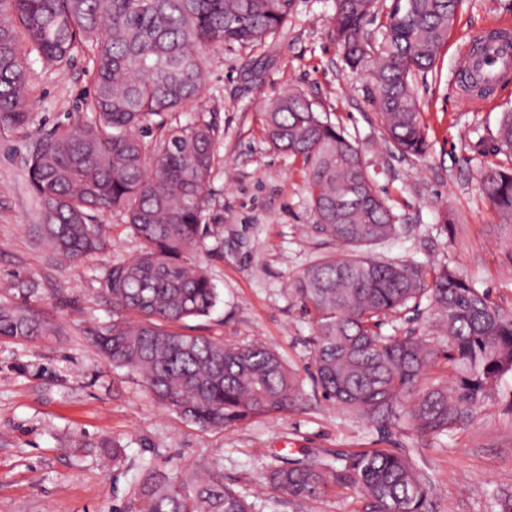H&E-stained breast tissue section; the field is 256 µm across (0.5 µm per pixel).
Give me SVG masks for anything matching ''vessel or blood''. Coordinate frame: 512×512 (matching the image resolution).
<instances>
[{"label": "vessel or blood", "mask_w": 512, "mask_h": 512, "mask_svg": "<svg viewBox=\"0 0 512 512\" xmlns=\"http://www.w3.org/2000/svg\"><path fill=\"white\" fill-rule=\"evenodd\" d=\"M473 41L480 46V53L466 48L461 56L486 91H494L512 76V27L490 25L478 32Z\"/></svg>", "instance_id": "obj_1"}]
</instances>
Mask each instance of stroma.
Here are the masks:
<instances>
[{"label": "stroma", "instance_id": "stroma-1", "mask_svg": "<svg viewBox=\"0 0 512 512\" xmlns=\"http://www.w3.org/2000/svg\"><path fill=\"white\" fill-rule=\"evenodd\" d=\"M334 13V0H293L287 23L263 44L207 49L199 101L169 116L185 125L202 110L219 131L210 232L195 254L219 301L196 331L238 345L264 342L301 384L297 409L223 429L200 427L156 402L137 375L109 365L89 339L112 317L97 271L141 249L123 215L104 216L106 250L76 263L33 234L42 213L26 168L30 141L83 115L93 77L79 58L60 70L31 64V124L0 128V299L17 301V284L34 281L39 293L30 304L59 331L33 341L0 338V512H123L147 468L219 470L254 512H368L351 487L308 499L268 481L284 461L332 462L363 448L409 453L434 488V512H498L494 490H512V372L470 425L434 439L403 425L378 428L315 389L313 325L292 284L317 258L343 248L315 231L306 166L272 146L265 112L269 102L300 92L356 140L377 190L405 224L374 256L450 265L512 315V224L479 190L482 172L500 160L493 144L502 114L512 112V79L482 107L463 99L458 85L460 47L492 22L512 25V0H462L433 71L415 80L428 144L418 157L387 142L366 77L345 68L331 36ZM445 214L457 220L453 231L441 222ZM381 331L425 339L437 353L429 379L447 380L448 342L429 300L409 303ZM105 441L124 448L121 467L103 452Z\"/></svg>", "mask_w": 512, "mask_h": 512}]
</instances>
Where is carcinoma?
Wrapping results in <instances>:
<instances>
[{"label": "carcinoma", "instance_id": "cac0c4a2", "mask_svg": "<svg viewBox=\"0 0 512 512\" xmlns=\"http://www.w3.org/2000/svg\"><path fill=\"white\" fill-rule=\"evenodd\" d=\"M458 5L395 0L380 18L375 0H336L334 41L345 66L367 76L388 142L403 155L426 151L414 80L432 71ZM291 6L292 0H0V128L29 124L30 62L60 68L80 56L93 74L82 120L30 144L28 176L43 218L37 232L74 262L107 246L96 215L123 212L141 251L96 277L112 319L98 324L91 339L109 364L139 376L158 402L202 427L292 411L301 388L270 347L190 332L187 321L209 316L219 300L193 258L209 232L218 132L201 112L180 126L166 115L199 98L205 48L261 44L287 21ZM374 23L379 41L366 31ZM267 130L274 147L306 164L315 230L348 249L310 264L293 284L314 318L312 376L323 398L380 428L404 421L431 437L471 421L512 372V317L453 268L426 270L367 252L402 232L401 217L374 187L355 143L304 95L271 103ZM494 151L506 165L484 172L480 190L512 224L511 112L499 122ZM425 294L448 339V384L422 385L435 356L426 341L377 331L382 318ZM53 332L34 308L0 302V337L27 341ZM270 483L309 498L353 487L371 499V512H431V487L411 457L381 448L346 454L335 467H278ZM126 512L253 506L217 473L187 480L150 469Z\"/></svg>", "mask_w": 512, "mask_h": 512}]
</instances>
